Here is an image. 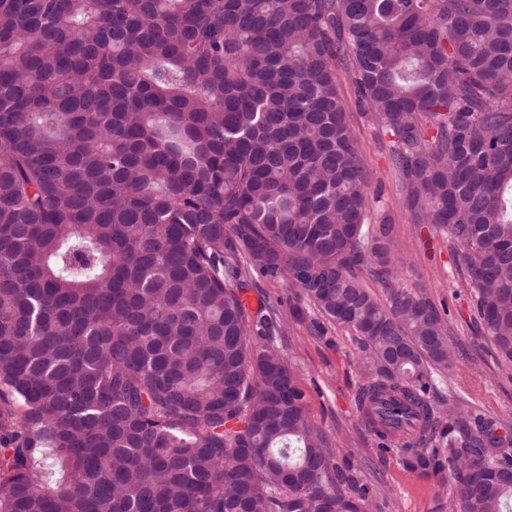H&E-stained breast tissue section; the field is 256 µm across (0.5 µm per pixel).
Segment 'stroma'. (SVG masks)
I'll list each match as a JSON object with an SVG mask.
<instances>
[{"label":"stroma","mask_w":512,"mask_h":512,"mask_svg":"<svg viewBox=\"0 0 512 512\" xmlns=\"http://www.w3.org/2000/svg\"><path fill=\"white\" fill-rule=\"evenodd\" d=\"M339 86L351 116V129L372 173L367 190L368 221L393 226L395 253L400 262L396 279L363 281L381 303L395 288L418 287L438 305L450 310V338L463 353L438 383L432 399L441 408L460 399L495 421L499 434H512V364L498 354L476 315L469 288L457 267L447 235L424 224L411 223L402 207L403 193L389 158V138L362 111L350 73L339 71ZM275 344L290 359L307 394L306 418L340 458L360 469L372 489L368 512H448L449 475L424 477L408 471L399 453L382 451L364 424L357 394L365 377L356 332L331 326L327 338L312 336L306 324L291 323Z\"/></svg>","instance_id":"35a3bbf8"}]
</instances>
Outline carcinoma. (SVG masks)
Returning a JSON list of instances; mask_svg holds the SVG:
<instances>
[{
  "label": "carcinoma",
  "mask_w": 512,
  "mask_h": 512,
  "mask_svg": "<svg viewBox=\"0 0 512 512\" xmlns=\"http://www.w3.org/2000/svg\"><path fill=\"white\" fill-rule=\"evenodd\" d=\"M339 64L512 362V0H0V512H366L291 321L357 333L365 424L451 512H512V439L430 404L447 319L359 278L396 266ZM249 290L243 294L246 298L250 309L256 310L259 302L265 305L277 306L281 300L284 308L288 302V296L296 291L292 280L287 273L282 274L275 279H267L259 275H254L252 281L249 282Z\"/></svg>",
  "instance_id": "1"
}]
</instances>
